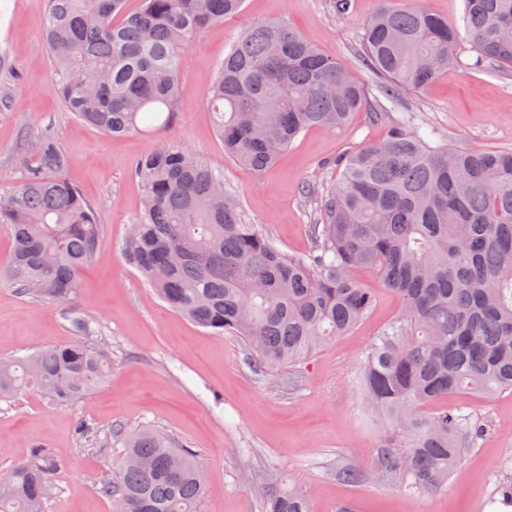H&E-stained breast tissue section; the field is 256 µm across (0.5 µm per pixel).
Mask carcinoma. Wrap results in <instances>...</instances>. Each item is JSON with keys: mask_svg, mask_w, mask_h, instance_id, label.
<instances>
[{"mask_svg": "<svg viewBox=\"0 0 512 512\" xmlns=\"http://www.w3.org/2000/svg\"><path fill=\"white\" fill-rule=\"evenodd\" d=\"M47 0L44 46L63 107L106 136L172 126L179 59L207 27L236 18L245 0ZM463 27L419 3L379 0L362 34V64L396 102L423 91L470 43L472 68H512V0H463ZM365 105L350 67L284 21L253 24L211 82L207 108L224 155L258 175L309 128L344 129ZM19 178L0 192L10 239L0 280L68 307L74 340L0 359V399L35 389L51 403L87 400L112 369L107 348L70 308L100 245L93 206L65 177L68 156L50 133L16 151ZM338 178L308 225L311 250H280L242 215L224 177L186 147L164 143L131 174L143 208L124 254L173 310L215 333L238 336L262 376L352 331L373 309L372 273L401 302L361 362L356 383L384 426L376 470L423 493L443 490L487 432L458 394L512 390V150L431 145L407 121L337 160ZM118 471L98 481L116 512H197L204 464L157 430L126 433ZM0 486V512H42L53 464L37 453ZM512 504V469L493 474ZM266 512H312L290 485Z\"/></svg>", "mask_w": 512, "mask_h": 512, "instance_id": "1", "label": "carcinoma"}]
</instances>
